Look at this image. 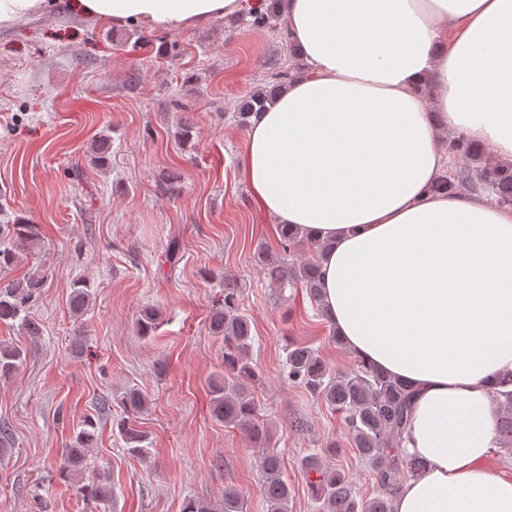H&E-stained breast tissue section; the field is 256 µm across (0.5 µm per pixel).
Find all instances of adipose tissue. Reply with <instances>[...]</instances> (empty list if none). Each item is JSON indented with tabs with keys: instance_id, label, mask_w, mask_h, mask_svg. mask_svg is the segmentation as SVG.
<instances>
[{
	"instance_id": "1",
	"label": "adipose tissue",
	"mask_w": 512,
	"mask_h": 512,
	"mask_svg": "<svg viewBox=\"0 0 512 512\" xmlns=\"http://www.w3.org/2000/svg\"><path fill=\"white\" fill-rule=\"evenodd\" d=\"M90 21L188 30L245 0H70ZM303 72L258 114L245 180L319 242L321 303L355 356L414 390L425 461L393 512H512L486 465L512 369V208L441 189L438 127L512 161V0H283Z\"/></svg>"
}]
</instances>
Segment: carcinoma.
<instances>
[{"mask_svg": "<svg viewBox=\"0 0 512 512\" xmlns=\"http://www.w3.org/2000/svg\"><path fill=\"white\" fill-rule=\"evenodd\" d=\"M281 0L262 11H249L251 25L258 29L271 27L273 16L280 13ZM288 74L277 73L264 86L250 91L242 100L237 115L242 126L262 111L266 104L280 94ZM449 150L473 163H481L480 150L463 135L449 143ZM481 185L491 188L499 202L512 203V164H497L480 169L479 182H474L470 169L442 183L450 191L461 188L477 189ZM282 252L273 253L260 249L256 253L257 265L265 272L275 288L302 287L311 302L321 306L319 259L323 247L315 248V257L300 262L286 258L304 248L305 239L294 232L283 231ZM42 245V232L38 224L20 222L0 225V273L8 274L18 263V252H36ZM44 278L30 274L21 278L0 280V322H19L23 335L34 338L41 335L39 324L28 316L30 304L40 296ZM239 287L233 276H224V305L211 313L208 329L211 335L224 340L225 374H214L209 379L212 416L227 425L239 426L251 435L256 443L267 439V427L256 419V407L248 392L246 382L258 377L250 364L249 351L253 343L250 320L238 312ZM90 293L87 285L77 281L72 286L70 308L82 317L89 307ZM158 313L152 308L140 312L138 327L144 337L156 329ZM26 359V351L16 345H0V381L11 379ZM285 372L288 381L304 387L310 394L322 399L333 411L340 413L351 435L353 447L359 457L370 467L378 486V493L362 497L352 488L348 476L337 468H328L319 453L306 455L301 465L305 473L315 475L310 480L314 500L321 502L324 512H393L392 502L399 490L398 478L403 473L417 475L425 463L407 455L401 449L402 434L407 422L412 398L409 383L378 368L356 359V367L349 373L336 372L319 356L318 352L303 344L291 342L286 347ZM494 400L500 407L496 422L498 440L503 447H512V371L503 373L494 391ZM116 403L126 413L118 423L130 453L142 455L144 448L141 431L134 428L130 418L143 410L147 397L137 388H129L116 397ZM98 440L97 422L84 420L80 431L64 449L60 475L74 480L87 468L88 452ZM263 494L268 512H288L290 491L283 479L279 456L267 452L261 457ZM83 497L93 503L109 506L112 487L103 480L79 486ZM223 507L216 509L208 501L190 500L184 512H242L243 494L237 487L228 485L222 494Z\"/></svg>", "mask_w": 512, "mask_h": 512, "instance_id": "cac0c4a2", "label": "carcinoma"}]
</instances>
